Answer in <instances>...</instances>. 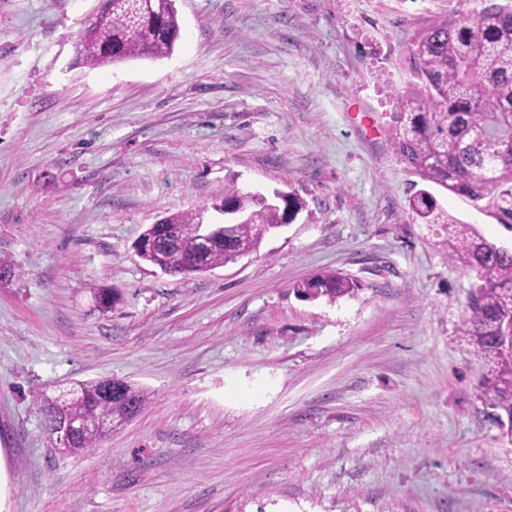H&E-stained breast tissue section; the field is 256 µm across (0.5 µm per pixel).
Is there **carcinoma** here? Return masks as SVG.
<instances>
[{
	"label": "carcinoma",
	"mask_w": 512,
	"mask_h": 512,
	"mask_svg": "<svg viewBox=\"0 0 512 512\" xmlns=\"http://www.w3.org/2000/svg\"><path fill=\"white\" fill-rule=\"evenodd\" d=\"M181 37L175 5L147 15L145 0H105L90 17L75 45V60L89 67L136 59L162 60ZM408 81L396 91L389 127L394 150L423 188L408 198V214L421 224H442L448 259L473 273L474 282L461 335L484 359L487 374L481 397L491 418L512 442V249L483 238L441 207L436 187L473 204L487 201L499 223L512 228V0L488 4L476 12L446 13L421 27L408 47ZM303 201L290 192L270 200L235 185L213 208L224 212V240L201 266L193 258L195 224L201 210L165 217L163 234L151 224L143 232L156 237L155 250L137 249L143 261L163 259L165 273L190 275L234 262L243 248L257 249L264 236L297 215ZM357 282L339 272H324L296 286L306 299L333 303L352 296ZM103 310L113 308L119 293L97 290ZM46 429L61 422L93 425L103 418L127 420L148 403V396L124 380H113L112 396L98 382L79 385L75 394L51 399L37 395ZM95 435L79 434L62 454H88Z\"/></svg>",
	"instance_id": "carcinoma-1"
}]
</instances>
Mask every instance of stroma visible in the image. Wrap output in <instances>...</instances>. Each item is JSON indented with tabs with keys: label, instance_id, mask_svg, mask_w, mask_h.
Instances as JSON below:
<instances>
[{
	"label": "stroma",
	"instance_id": "35a3bbf8",
	"mask_svg": "<svg viewBox=\"0 0 512 512\" xmlns=\"http://www.w3.org/2000/svg\"><path fill=\"white\" fill-rule=\"evenodd\" d=\"M98 5L0 0V512H512L473 276L409 217L388 135L413 35L482 0H175L170 58L74 64ZM232 184L304 206L203 274L135 255ZM327 271L358 292L295 295ZM102 378L148 405L60 455L36 395Z\"/></svg>",
	"mask_w": 512,
	"mask_h": 512
}]
</instances>
